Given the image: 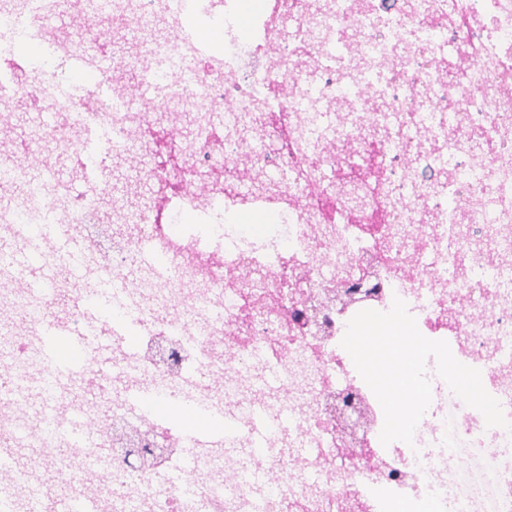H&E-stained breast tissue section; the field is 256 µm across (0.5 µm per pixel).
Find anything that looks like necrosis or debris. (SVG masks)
<instances>
[{
    "label": "necrosis or debris",
    "mask_w": 512,
    "mask_h": 512,
    "mask_svg": "<svg viewBox=\"0 0 512 512\" xmlns=\"http://www.w3.org/2000/svg\"><path fill=\"white\" fill-rule=\"evenodd\" d=\"M87 2L0 0V71L11 74L0 78V133L13 127L5 105L32 100L57 118L49 136L82 159L63 181L0 156V242L36 248L54 266L55 242L38 228L79 237L89 273L123 280L140 350L113 329L111 383L30 414L16 385L44 391L53 368L42 337L86 330L85 289L35 294L0 261V343L13 352L0 364V446L23 429L40 447L0 476V512H48L45 458L97 512H380L387 499L410 512H512V431L487 427L431 357L432 401L413 443L383 446L382 408L341 346L357 312L401 298L423 336L480 371L512 422V0H411L394 13L385 0H258L247 40L241 0H95V26ZM56 14L65 28L47 26ZM158 15L163 40L147 32ZM103 26L114 48L138 40L137 55L106 65ZM206 26L223 28V46L201 37ZM19 37L40 56L18 53ZM70 63L94 82L73 83ZM133 86L151 92L138 109ZM191 100L228 127L254 117L252 138L218 147L200 133L190 151L214 179H182L173 193L157 176L160 210L138 225L102 224L110 158L155 129L159 108ZM272 154L278 194L248 189L240 160ZM352 163L355 180L337 185L336 171ZM421 164L435 181L417 180ZM187 212L195 223H184ZM145 238L171 259L167 272L140 262ZM314 299L323 303L315 322ZM140 387L169 404L194 392L233 424L194 446L190 492L168 479L181 442L155 440L142 463L113 439L121 428L151 430L128 400ZM339 392L369 412L370 462L343 449L324 413ZM76 411L99 420V446L67 442ZM258 412L271 426L262 445Z\"/></svg>",
    "instance_id": "necrosis-or-debris-1"
}]
</instances>
